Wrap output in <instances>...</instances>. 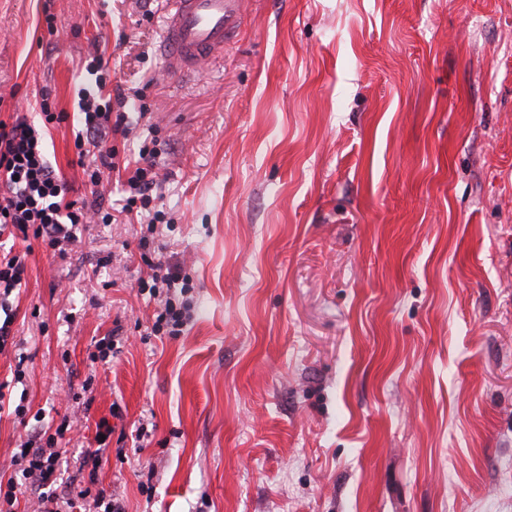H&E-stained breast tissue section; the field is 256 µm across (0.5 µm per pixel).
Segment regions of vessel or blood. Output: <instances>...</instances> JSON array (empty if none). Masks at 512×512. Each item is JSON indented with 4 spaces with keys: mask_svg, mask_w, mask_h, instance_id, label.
Wrapping results in <instances>:
<instances>
[{
    "mask_svg": "<svg viewBox=\"0 0 512 512\" xmlns=\"http://www.w3.org/2000/svg\"><path fill=\"white\" fill-rule=\"evenodd\" d=\"M240 5L241 0H171L164 20V69L189 76L222 56L238 26Z\"/></svg>",
    "mask_w": 512,
    "mask_h": 512,
    "instance_id": "b4317fda",
    "label": "vessel or blood"
}]
</instances>
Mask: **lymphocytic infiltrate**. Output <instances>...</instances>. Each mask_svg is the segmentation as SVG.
Here are the masks:
<instances>
[{
    "instance_id": "1",
    "label": "lymphocytic infiltrate",
    "mask_w": 512,
    "mask_h": 512,
    "mask_svg": "<svg viewBox=\"0 0 512 512\" xmlns=\"http://www.w3.org/2000/svg\"><path fill=\"white\" fill-rule=\"evenodd\" d=\"M104 80H97L95 90H83L76 117L52 111L49 103H42L45 124L75 120L74 148L77 164L84 176L83 185L93 189L106 174L116 169L115 155L100 150V143L109 136L126 134L127 116L113 112L111 102L105 101ZM155 151L142 147L141 163L127 177L131 190L122 207L123 212L147 208L149 192L157 174L152 159ZM73 186L47 160L43 148V132L15 115L11 120L0 119V237L12 240L41 241L52 255L66 257L76 239V228L94 219L110 223L112 215L102 206H87L74 199ZM27 272L24 254H0V354L16 346L12 332L15 312L10 303L14 291L21 288ZM5 386L0 383V413L8 412L19 422H31L26 438L14 449L10 465L14 469L5 487H0V512H14L20 495L33 492V512H125L117 495L100 487L98 472L103 464L106 436L112 435L111 418L121 417L119 405H112L110 415L96 423L102 434L97 448L82 452L78 480L68 489H60L58 479L63 464L61 440L73 427L70 417H63L56 430L44 429L41 413L32 412L21 400H7Z\"/></svg>"
}]
</instances>
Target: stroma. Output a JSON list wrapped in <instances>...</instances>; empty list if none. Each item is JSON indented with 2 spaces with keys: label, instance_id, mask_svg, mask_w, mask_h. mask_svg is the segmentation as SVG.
Segmentation results:
<instances>
[{
  "label": "stroma",
  "instance_id": "35a3bbf8",
  "mask_svg": "<svg viewBox=\"0 0 512 512\" xmlns=\"http://www.w3.org/2000/svg\"><path fill=\"white\" fill-rule=\"evenodd\" d=\"M166 5L0 0V118L76 112L100 54L132 127L111 146L155 140L165 213H121L111 176L117 223L63 260L33 241L0 381L23 366L63 415L93 378L71 473L112 404L142 428L99 472L125 512H512V0H243L187 78ZM46 149L81 184L71 122ZM151 261L187 283L173 336L145 333Z\"/></svg>",
  "mask_w": 512,
  "mask_h": 512
}]
</instances>
